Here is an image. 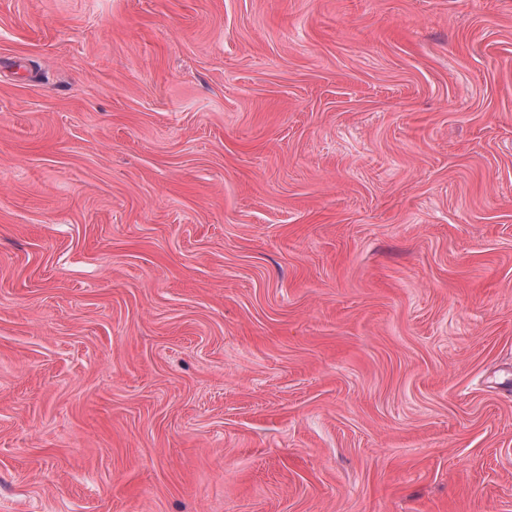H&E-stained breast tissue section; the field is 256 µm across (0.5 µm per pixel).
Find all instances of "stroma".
I'll list each match as a JSON object with an SVG mask.
<instances>
[{"mask_svg": "<svg viewBox=\"0 0 512 512\" xmlns=\"http://www.w3.org/2000/svg\"><path fill=\"white\" fill-rule=\"evenodd\" d=\"M0 512H512V0H0Z\"/></svg>", "mask_w": 512, "mask_h": 512, "instance_id": "1", "label": "stroma"}]
</instances>
